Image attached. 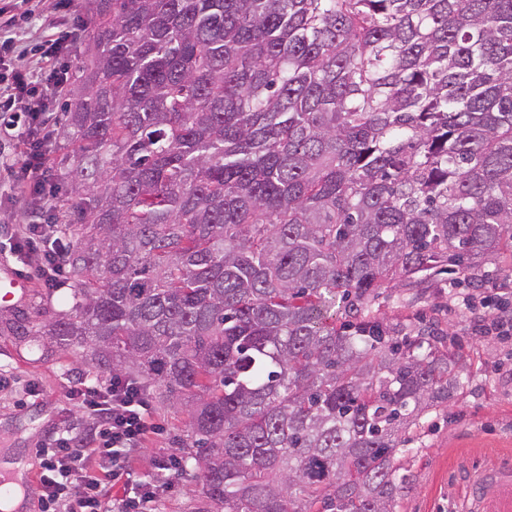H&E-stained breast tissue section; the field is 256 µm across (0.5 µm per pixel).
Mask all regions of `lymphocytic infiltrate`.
I'll return each mask as SVG.
<instances>
[{
    "label": "lymphocytic infiltrate",
    "instance_id": "obj_1",
    "mask_svg": "<svg viewBox=\"0 0 512 512\" xmlns=\"http://www.w3.org/2000/svg\"><path fill=\"white\" fill-rule=\"evenodd\" d=\"M34 69L18 74L5 88L0 110L10 111L13 98L27 94L33 105L31 126L19 129L17 156L20 179L29 192H39L46 183L50 157L46 137L35 123L49 101L50 93L69 84V69L63 62L67 37L54 33ZM40 240L36 268L45 287L62 282L59 268L63 249L57 225L44 224L38 211H30L18 236L20 245ZM70 400L82 412L97 419L95 429L76 438L62 432L52 437L41 464L42 512H155L159 487L132 479L131 464L155 430L148 395L137 384L116 376L108 385L81 382L71 389Z\"/></svg>",
    "mask_w": 512,
    "mask_h": 512
}]
</instances>
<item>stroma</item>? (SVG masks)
<instances>
[{"instance_id": "stroma-1", "label": "stroma", "mask_w": 512, "mask_h": 512, "mask_svg": "<svg viewBox=\"0 0 512 512\" xmlns=\"http://www.w3.org/2000/svg\"><path fill=\"white\" fill-rule=\"evenodd\" d=\"M0 9L15 17L16 47L0 50V81H13L16 73L33 67L41 53L45 25L71 32L67 63L78 72L86 61L87 37L78 18L88 16L85 4L75 12L59 9L57 0H40L29 11L25 0H0ZM17 171L0 165V267L27 279L29 292L0 304V464L24 462L29 471L40 470L39 451L55 432H79L86 425L67 398L71 387L84 379L110 381V374L88 366L85 350L45 347L40 336H14L12 326H35L45 315L68 311L71 285L44 288L26 254L15 248V234L24 221L23 205L16 198ZM497 284L512 286V257L481 264L453 276H432L415 294L392 290L377 301L376 315L388 322L433 324L459 338L467 380L448 404L425 417L408 432L410 451L401 459L409 487L397 501L395 512H461L478 472L512 456V337H467L469 312L464 298L475 292L490 296ZM157 425L149 443L137 455L136 475L159 479L156 459L176 452L187 429L186 417L176 407L154 405ZM183 471L161 498L159 512H198L202 505L201 481L194 460H182Z\"/></svg>"}]
</instances>
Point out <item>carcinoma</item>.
<instances>
[{"mask_svg": "<svg viewBox=\"0 0 512 512\" xmlns=\"http://www.w3.org/2000/svg\"><path fill=\"white\" fill-rule=\"evenodd\" d=\"M60 349L187 415L205 512H394L462 387L383 292L512 249V0H93Z\"/></svg>", "mask_w": 512, "mask_h": 512, "instance_id": "obj_1", "label": "carcinoma"}]
</instances>
